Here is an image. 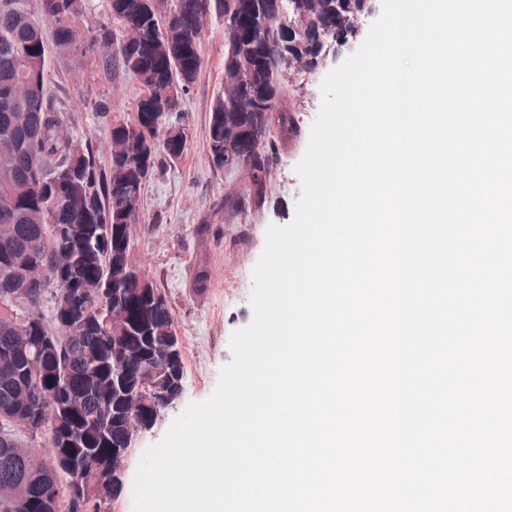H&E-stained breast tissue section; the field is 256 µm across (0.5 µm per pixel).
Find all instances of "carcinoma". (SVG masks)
Returning <instances> with one entry per match:
<instances>
[{"label": "carcinoma", "instance_id": "cac0c4a2", "mask_svg": "<svg viewBox=\"0 0 512 512\" xmlns=\"http://www.w3.org/2000/svg\"><path fill=\"white\" fill-rule=\"evenodd\" d=\"M70 2L37 0L34 12L28 0H0V195L14 196L12 206L0 208V225L12 229L9 244L0 243V297H15L0 306V413L32 418L44 397L55 410L45 456L0 438V512H101L104 497L123 487L112 474V449L125 447L116 413L125 412L126 400L112 392V350L120 344L136 355L125 367L128 392L143 361L183 371L182 359L170 361L160 340L173 320L166 299L128 268L127 228L139 219L152 174L184 153L162 144L161 134L166 119H185L183 97L201 67L200 31L191 19H235L224 28L223 83L237 86L238 96L226 98L221 89L213 100L209 157L217 170L224 156L235 158L259 188L275 153L264 140L283 94L282 71L290 60L316 68L321 34L334 31L343 44L350 21L371 0H174L165 17L148 12L146 0H103L107 21L90 31L81 51L68 36ZM114 16L137 29L140 44L123 43L109 26ZM170 30L182 43L177 57L162 52ZM61 57L90 59L106 73L116 65L142 85L130 121H110L108 102H94L108 136L124 141V157L104 160L96 142L74 133L51 89ZM275 117L288 126V113ZM59 247L72 254L69 267L54 274L64 291L26 283L28 259ZM101 302L109 320L85 316ZM20 314L30 316L27 348L13 334ZM40 344L46 349L34 370L27 352Z\"/></svg>", "mask_w": 512, "mask_h": 512}]
</instances>
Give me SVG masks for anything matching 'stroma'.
Segmentation results:
<instances>
[{"label": "stroma", "instance_id": "obj_1", "mask_svg": "<svg viewBox=\"0 0 512 512\" xmlns=\"http://www.w3.org/2000/svg\"><path fill=\"white\" fill-rule=\"evenodd\" d=\"M201 69L183 100L188 141L181 158L147 182L138 224L131 228V261L164 295L175 319L184 364V391L163 419L138 440L128 460L122 491L104 512H133L132 484L143 452L159 442L173 419L189 403L207 399L221 367L230 361L232 333L253 317L249 296L252 270L264 246L269 225H285L295 215L302 187L295 172L321 107L320 87L290 78L284 84L283 107L292 114L297 138L272 124L269 138L276 155L267 168L263 194L253 191L245 167L214 169L208 153L210 109L224 76V28L206 24L198 42ZM52 90L64 102L73 129L106 145L108 130L92 105L103 99L118 116L133 119L141 85L120 68L104 74L56 61Z\"/></svg>", "mask_w": 512, "mask_h": 512}]
</instances>
